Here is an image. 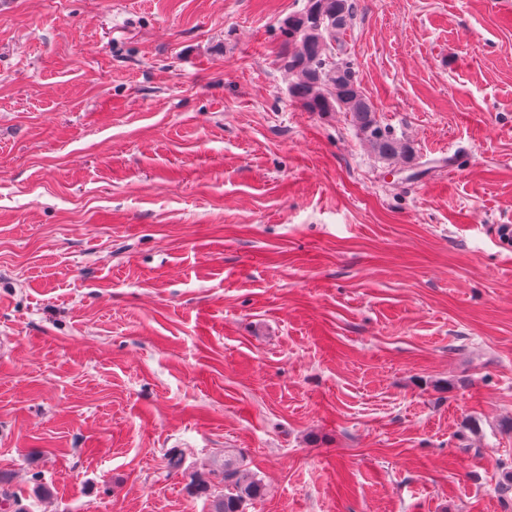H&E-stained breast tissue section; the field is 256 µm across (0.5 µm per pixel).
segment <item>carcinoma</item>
<instances>
[{
    "instance_id": "cac0c4a2",
    "label": "carcinoma",
    "mask_w": 512,
    "mask_h": 512,
    "mask_svg": "<svg viewBox=\"0 0 512 512\" xmlns=\"http://www.w3.org/2000/svg\"><path fill=\"white\" fill-rule=\"evenodd\" d=\"M355 15L354 0H308L288 17L281 33L280 68L291 77L288 91L310 112H344L382 160L411 159V144L376 118V110L358 82L345 36ZM225 492L211 494V512H244L263 496L264 486L242 461L226 457L220 465Z\"/></svg>"
}]
</instances>
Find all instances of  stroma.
I'll list each match as a JSON object with an SVG mask.
<instances>
[{
	"label": "stroma",
	"instance_id": "obj_1",
	"mask_svg": "<svg viewBox=\"0 0 512 512\" xmlns=\"http://www.w3.org/2000/svg\"><path fill=\"white\" fill-rule=\"evenodd\" d=\"M355 3L410 162L289 96L307 0H0V498L512 512V0ZM220 468L227 484L224 485V494L210 493L213 498L211 512H244L247 502L263 496L262 481L242 461L224 455Z\"/></svg>",
	"mask_w": 512,
	"mask_h": 512
}]
</instances>
